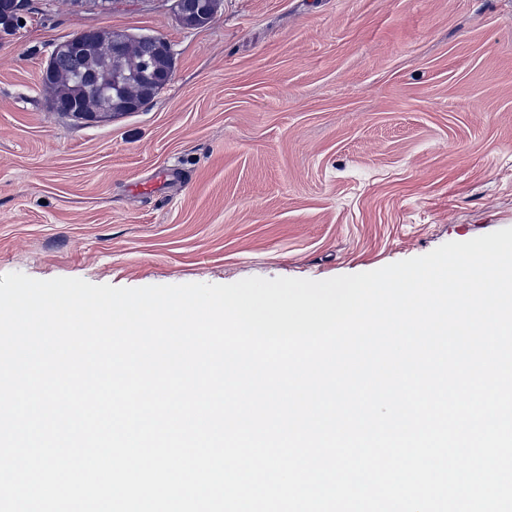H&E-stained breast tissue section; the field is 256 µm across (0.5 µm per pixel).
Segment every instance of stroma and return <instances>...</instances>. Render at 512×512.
<instances>
[{
  "mask_svg": "<svg viewBox=\"0 0 512 512\" xmlns=\"http://www.w3.org/2000/svg\"><path fill=\"white\" fill-rule=\"evenodd\" d=\"M89 29L171 45L146 107L40 82ZM512 227V0H30L0 38V275L142 287L372 271ZM186 12L188 29L205 27L213 21L218 11L220 0H181Z\"/></svg>",
  "mask_w": 512,
  "mask_h": 512,
  "instance_id": "35a3bbf8",
  "label": "stroma"
}]
</instances>
